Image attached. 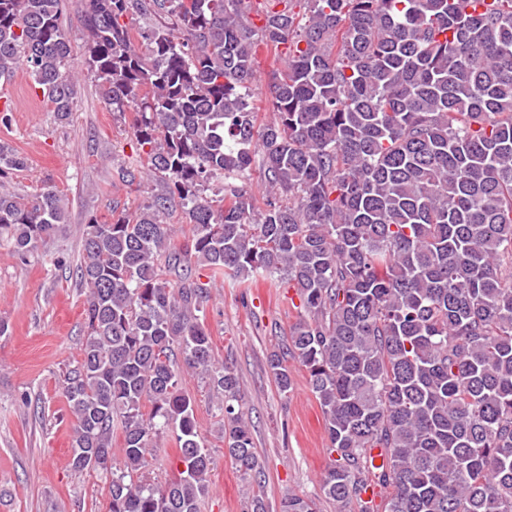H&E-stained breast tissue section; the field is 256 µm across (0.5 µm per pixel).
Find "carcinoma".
<instances>
[{
	"label": "carcinoma",
	"mask_w": 512,
	"mask_h": 512,
	"mask_svg": "<svg viewBox=\"0 0 512 512\" xmlns=\"http://www.w3.org/2000/svg\"><path fill=\"white\" fill-rule=\"evenodd\" d=\"M75 4L85 65L130 116L135 158L118 175L162 183L131 213L90 217L77 265L71 467L104 458L109 512H200L213 460L180 361L221 401L224 456L264 481L239 377L205 326L217 280L258 277L303 310L266 366L284 396L290 364L308 374L337 454L324 498L372 512L379 486L384 512H512V0ZM60 5L0 0V79L25 69L64 121L76 84ZM258 34L285 63L261 124ZM24 165L0 141V237L20 258L69 218L57 189L9 186ZM165 431L179 467L159 485L143 469ZM280 512L318 508L290 494Z\"/></svg>",
	"instance_id": "cac0c4a2"
}]
</instances>
